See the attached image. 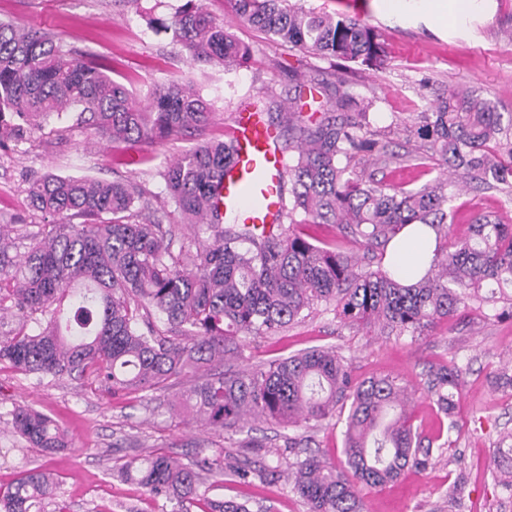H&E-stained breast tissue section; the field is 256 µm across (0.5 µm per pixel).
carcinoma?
Returning <instances> with one entry per match:
<instances>
[{
    "mask_svg": "<svg viewBox=\"0 0 512 512\" xmlns=\"http://www.w3.org/2000/svg\"><path fill=\"white\" fill-rule=\"evenodd\" d=\"M287 0H230L235 14L273 40L320 57L382 69L387 56L381 33L356 19L306 12ZM156 27L173 34L189 58L224 66L247 59L230 29L213 19L203 0H184ZM374 100L354 101L338 87L318 117L292 109L282 122L296 133L283 176L279 223L258 231L248 224L224 227L233 217L215 199L237 144L198 145L158 176L186 223L207 238L194 245L173 240L137 185L48 174L30 185L29 205L47 224L23 256H10L14 240L0 226V363L41 379L77 374L112 393L163 387L170 376L201 362L237 353L241 336L272 335L317 304L336 318L380 336H413L422 328L472 305L488 317L512 315V224L479 214L472 235L434 250L429 269L405 284L384 265L358 269L336 246L315 244L309 225L334 224L375 253L409 224L436 228L448 219L449 179L420 189L394 188L355 170L366 155L377 163L404 164L408 152L388 149L387 133L372 128ZM79 111L78 119L111 143L152 144L212 118L210 103L191 84L159 83L148 105L113 80L107 66L77 56L62 41L37 30L0 22V149L25 139L47 117ZM393 128L415 129L432 143L439 165L459 176L512 188V118L472 92L455 89L427 112L395 117ZM82 217L85 222L72 223ZM452 361L432 371L427 394L443 413L463 383ZM187 401L206 425L235 429L248 416L255 423L321 422L349 406L345 420L346 468L315 454L285 462L294 492L310 512H359L358 484L379 486L404 469L432 461L407 414L405 390L387 377L355 381L332 351L311 349L224 374L191 388ZM15 432L39 448L66 446L65 435L29 406L10 411ZM195 449L184 464L153 451L120 466L126 479L183 512L200 496L201 474H224V449ZM512 491V435L497 448ZM55 482L35 469L0 491V512H64L54 501ZM54 505V510L47 507ZM205 512H250L234 500H204Z\"/></svg>",
    "mask_w": 512,
    "mask_h": 512,
    "instance_id": "cac0c4a2",
    "label": "carcinoma"
}]
</instances>
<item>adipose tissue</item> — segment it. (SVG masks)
Returning a JSON list of instances; mask_svg holds the SVG:
<instances>
[{
	"instance_id": "ef3b65f1",
	"label": "adipose tissue",
	"mask_w": 512,
	"mask_h": 512,
	"mask_svg": "<svg viewBox=\"0 0 512 512\" xmlns=\"http://www.w3.org/2000/svg\"><path fill=\"white\" fill-rule=\"evenodd\" d=\"M480 0H385L390 15L403 16L410 12L430 17L466 19L478 11ZM435 248V233L422 224L407 226L387 247V260L396 277L404 281L419 279L429 267Z\"/></svg>"
}]
</instances>
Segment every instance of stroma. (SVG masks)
Wrapping results in <instances>:
<instances>
[{"label":"stroma","mask_w":512,"mask_h":512,"mask_svg":"<svg viewBox=\"0 0 512 512\" xmlns=\"http://www.w3.org/2000/svg\"><path fill=\"white\" fill-rule=\"evenodd\" d=\"M290 3L379 30L387 46L386 69L334 62L274 42L257 26L234 18L225 0H204V6L250 50L248 60L231 72L220 64L190 63L170 34L149 25L148 16L170 17L180 0H0V21L49 30L76 50L96 55L107 63L112 79L141 102H148L155 84L189 81L214 107L205 130L184 131L134 151L100 140L73 112L43 121L27 139L0 151V225L12 228L21 235L22 246H29V234L44 222L27 205L30 180L48 174L123 179L156 196L166 210L164 224L173 229L175 242H182L188 236L184 219L170 201L159 170L187 150L223 137L236 112L256 110L275 122L298 100L304 115H311L319 102L333 98L341 79L354 96L374 100L369 119L381 130H388L395 113L424 111L449 87L470 90L497 111L512 114V0H484L482 10L461 24L422 14L392 17L383 13L380 0ZM299 75L307 88L297 87ZM356 170L410 189L421 188L438 174L430 163L378 170L365 158ZM451 193L449 240L467 238L478 213L512 224L506 192L471 181ZM316 347L336 351L355 380L388 377L404 387L413 427L433 446L434 462L427 469L408 468L385 486L360 488L362 512H512V493L494 479L496 449L512 433V390L494 384L499 370L512 362V318L489 319L475 309L431 324L414 337L376 336L319 309L276 334L247 339L240 356L229 364H200L196 372L172 376L164 388L148 393L115 395L69 375L40 385L0 364V489L22 471L37 468L55 474L56 498L67 512H162L161 501L120 475V464L152 451L184 461L205 444L224 449L231 466L223 483L209 488L208 498H234L247 503L250 512H308L286 474L273 475L269 469L284 454L289 437L308 442L327 461L341 462L342 420L298 427L261 423L237 432L208 428L187 413L182 394L207 375L249 369ZM452 361L466 375L454 414L448 417L428 396L425 381L430 370ZM17 405L52 418L67 447L49 452L14 433L9 412ZM237 467L252 470L253 478L239 480L233 473ZM460 475L465 488L452 510L448 491Z\"/></svg>","instance_id":"stroma-1"}]
</instances>
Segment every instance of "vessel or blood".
Masks as SVG:
<instances>
[{"instance_id":"obj_1","label":"vessel or blood","mask_w":512,"mask_h":512,"mask_svg":"<svg viewBox=\"0 0 512 512\" xmlns=\"http://www.w3.org/2000/svg\"><path fill=\"white\" fill-rule=\"evenodd\" d=\"M230 133L237 141L238 159L224 177L222 207L246 224L276 223L284 147L256 112L237 113Z\"/></svg>"}]
</instances>
